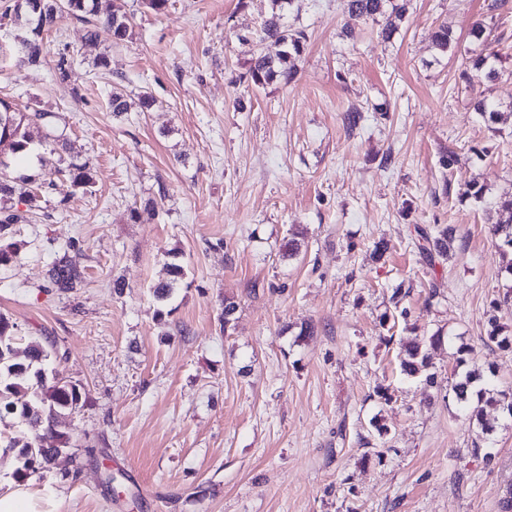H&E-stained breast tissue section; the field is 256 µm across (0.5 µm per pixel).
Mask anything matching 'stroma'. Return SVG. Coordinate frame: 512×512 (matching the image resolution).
Returning a JSON list of instances; mask_svg holds the SVG:
<instances>
[{
    "label": "stroma",
    "instance_id": "1",
    "mask_svg": "<svg viewBox=\"0 0 512 512\" xmlns=\"http://www.w3.org/2000/svg\"><path fill=\"white\" fill-rule=\"evenodd\" d=\"M490 2L411 0L386 42L372 21L343 33V0H293L298 73L256 89L238 77L268 0H169L162 15L126 0L130 38L86 47L65 82L21 65L0 21V97L58 113L96 179L51 220L14 225L23 248L0 268V313L53 343L85 400L62 423L79 475L26 483L48 512H504L512 418L477 455L448 397L462 344L512 389V350L487 338L493 315L512 330L489 221L512 197V0ZM478 19L503 55L492 80L462 76ZM442 24L458 40L445 53ZM101 50L112 74L90 62ZM115 88L160 108L113 116ZM483 97L497 123L474 111ZM438 225L455 241L430 260L417 231ZM173 249L185 277L161 316L152 287ZM65 254L86 275L69 294L43 285ZM437 333L434 381L403 375L402 343Z\"/></svg>",
    "mask_w": 512,
    "mask_h": 512
}]
</instances>
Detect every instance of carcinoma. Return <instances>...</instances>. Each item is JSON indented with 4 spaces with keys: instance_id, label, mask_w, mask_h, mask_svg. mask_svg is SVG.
<instances>
[{
    "instance_id": "1",
    "label": "carcinoma",
    "mask_w": 512,
    "mask_h": 512,
    "mask_svg": "<svg viewBox=\"0 0 512 512\" xmlns=\"http://www.w3.org/2000/svg\"><path fill=\"white\" fill-rule=\"evenodd\" d=\"M292 0H269V11L260 24V35L255 57L239 81L255 88L276 80L291 82L297 73V62L306 47L307 35L295 30L285 21V7ZM409 0H344V14L351 21H378L388 15L403 18ZM67 12L89 22L84 39L90 44L105 39L113 44L125 41L131 32V16L123 0H4L0 6V19H8L23 29L19 61L30 68H40L47 63L44 36L56 24L57 15ZM436 49L445 53L454 47L455 38L448 26L441 25L434 34ZM82 57L80 48L65 43L57 52L53 70L61 82L68 80L74 65ZM113 114L120 115L136 110L150 112L158 106L157 99L144 93L135 101L120 92L109 100ZM43 127L46 132L35 139L33 127ZM67 140L57 125L54 112L35 109L22 112L8 98L0 97V198H18L23 208L0 207V267L16 259L22 245L15 241L12 226L30 223L47 212V196H58L56 207L63 209L78 192L87 193L95 186L89 162L71 158L65 160ZM36 152L40 158L42 178L15 167V158ZM498 219L492 225V235L498 248L505 254L512 253V198L500 201L496 208ZM455 230L445 227L436 236L420 233L424 244L421 253L432 259L447 255ZM170 279L157 284L154 298L165 303L170 300L185 277L184 267L178 263L169 266ZM84 273L80 267L59 258L48 265L45 287L61 293L81 287ZM19 326L0 314V424L17 422L30 427L33 438L22 442L0 431V447L8 448L20 462L13 479L24 483L35 475L50 469L63 459L69 463L75 455L70 453L69 437L59 429L60 419L84 407L78 385L57 373L47 374L46 361L51 352L38 339L31 338L25 349V360H16V344L23 340ZM488 340L502 348L512 347V336L504 334V326L497 319L489 320ZM465 347L457 349L456 367L462 369L450 390L461 413L477 422L481 433L489 435L493 427L484 420L483 407L494 406L512 418V390L500 389L494 379L477 368H466ZM400 367L410 377L426 375L428 356L420 342L403 346Z\"/></svg>"
}]
</instances>
